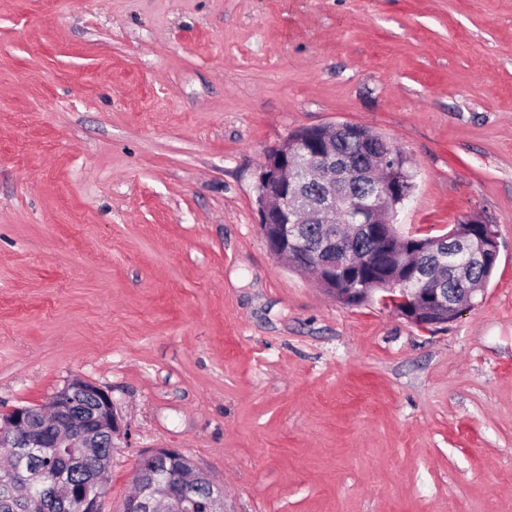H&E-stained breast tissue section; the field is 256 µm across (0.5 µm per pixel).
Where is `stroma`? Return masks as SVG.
Returning <instances> with one entry per match:
<instances>
[{
	"instance_id": "1",
	"label": "stroma",
	"mask_w": 512,
	"mask_h": 512,
	"mask_svg": "<svg viewBox=\"0 0 512 512\" xmlns=\"http://www.w3.org/2000/svg\"><path fill=\"white\" fill-rule=\"evenodd\" d=\"M364 125L401 233L496 224L481 299L421 330L270 255L267 150ZM107 390L135 467L227 512H512V0H0V415ZM407 163V159L400 152V155L395 161V165L391 167V163H389L387 171H384V175H386L388 178L399 181L404 190V196L409 198L413 192L414 183L413 175L410 172ZM406 197L403 198L406 199ZM154 465L161 466L163 476L147 480L146 472ZM186 465L198 472L194 484L184 480ZM135 477L139 492L125 501L122 512H226L220 488L192 458L177 449L151 450L138 461ZM159 488L164 489L163 494L158 493ZM201 491L203 498L198 500Z\"/></svg>"
}]
</instances>
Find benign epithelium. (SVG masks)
<instances>
[{
  "mask_svg": "<svg viewBox=\"0 0 512 512\" xmlns=\"http://www.w3.org/2000/svg\"><path fill=\"white\" fill-rule=\"evenodd\" d=\"M336 125L307 128L311 135L294 141L290 153L284 140L268 150L260 166L258 184L259 228L277 260L291 258L301 268L310 264L321 271L323 293L337 303L353 307L376 301L388 306L391 294L399 293L402 309H394L409 323L427 328L454 320L463 305L473 306L469 290L461 297L448 296L440 288H427L409 280L400 288H359L357 284L372 265L366 257L346 255L339 264H329L311 249L303 232L304 224H330L336 219ZM324 174L326 193L314 199L307 191L313 174ZM402 194L388 181L371 193L347 205L345 224H390L384 217L388 200ZM461 252L477 261L499 256L498 234L494 225L481 223L476 232L457 238ZM125 435L121 420L102 387L75 379L57 391L43 408L18 407L0 419V447L18 452L25 448H50L75 465H96L89 448L117 447ZM139 492L128 498L122 512H226L220 488L195 461L173 448H155L136 466ZM59 479L45 476L37 480L39 493L47 501L57 498ZM69 500L79 512H101L105 496L97 477L91 475L66 486Z\"/></svg>",
  "mask_w": 512,
  "mask_h": 512,
  "instance_id": "benign-epithelium-1",
  "label": "benign epithelium"
}]
</instances>
